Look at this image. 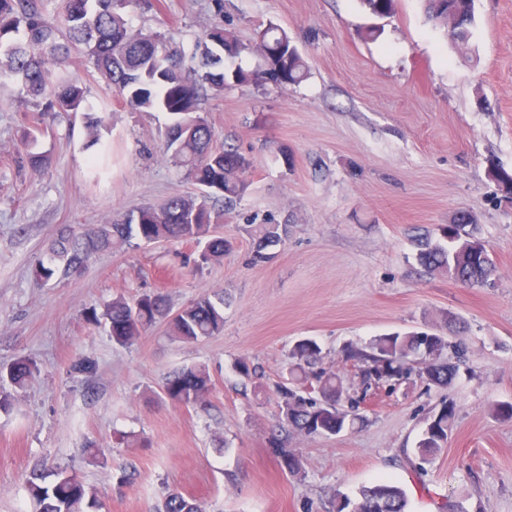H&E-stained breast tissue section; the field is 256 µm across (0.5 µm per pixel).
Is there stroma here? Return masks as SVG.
Returning <instances> with one entry per match:
<instances>
[{
  "instance_id": "1",
  "label": "stroma",
  "mask_w": 512,
  "mask_h": 512,
  "mask_svg": "<svg viewBox=\"0 0 512 512\" xmlns=\"http://www.w3.org/2000/svg\"><path fill=\"white\" fill-rule=\"evenodd\" d=\"M465 48L429 21L422 0H394L376 17L360 0H132L135 29L159 33L192 54L214 26L245 47L241 65L263 68L255 34L283 28L303 53L307 76L295 85L230 86L209 92L202 114L215 143L250 162L247 188L220 226L234 248L196 269L195 244L125 247L91 260L73 281L44 282L35 264L65 224H98L197 185L163 151L166 118L113 96L93 68L73 63L89 104H108V179L91 182L78 114H50L44 133L24 137L31 115L14 86L0 87V368L27 357L39 371L10 411H0V512H30L34 466H64L104 503L103 512H152L181 491L204 512H328L331 490L356 496L381 475L408 496V512H512V198L488 175L512 172V0H474ZM379 30L363 39L365 29ZM45 152L35 175L20 158ZM488 243L498 268L493 288H468L416 259L412 230L434 232L459 211ZM275 219L288 237L273 257L250 260L251 226ZM165 291L173 309L205 292L227 298L221 335L192 344L164 324L132 346L112 342L86 311L116 297ZM466 327L467 352L454 384L419 379L364 408L365 421L334 437L289 436L305 478L285 473L271 434L274 386L295 341L311 337L322 365L346 388L338 361L348 343L412 329ZM93 359L92 376L76 357ZM247 360L251 377L234 369ZM210 373L208 406L159 399L165 377L185 366ZM456 405L448 446L425 469L411 464L429 410ZM96 443L106 465L88 462ZM138 478L116 486V468Z\"/></svg>"
}]
</instances>
